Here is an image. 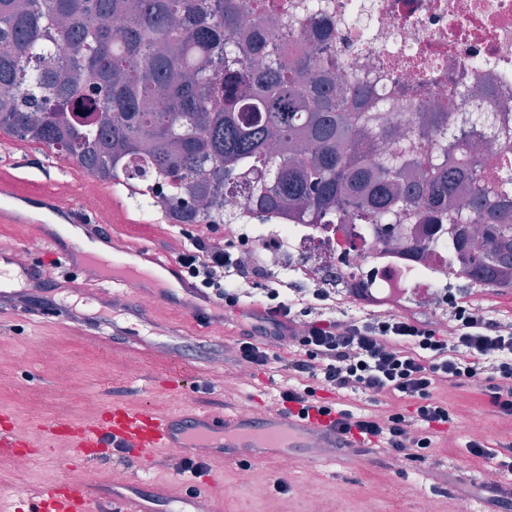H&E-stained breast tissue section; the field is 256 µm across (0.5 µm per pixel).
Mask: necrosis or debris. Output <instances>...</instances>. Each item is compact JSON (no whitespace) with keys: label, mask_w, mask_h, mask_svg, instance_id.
I'll return each mask as SVG.
<instances>
[{"label":"necrosis or debris","mask_w":512,"mask_h":512,"mask_svg":"<svg viewBox=\"0 0 512 512\" xmlns=\"http://www.w3.org/2000/svg\"><path fill=\"white\" fill-rule=\"evenodd\" d=\"M306 2L288 0V23L277 29L266 57L286 61L296 51L317 60L336 55L343 73L329 87L337 93L357 83L383 99H422L447 113L452 130L464 113L488 104L512 126V0H324L326 13L316 25ZM224 211L252 224L253 231L242 235L235 225H216L217 245L246 268L258 260L271 275L291 267L308 288L355 277L380 296L417 287L433 304L431 282L456 275L454 253L423 255L413 247L450 238L446 224L402 225L410 246L383 252L376 250L377 230L368 224L312 226L287 210L258 224L237 194L225 195Z\"/></svg>","instance_id":"4bbe7bcc"}]
</instances>
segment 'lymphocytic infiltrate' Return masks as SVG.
I'll use <instances>...</instances> for the list:
<instances>
[{"instance_id": "obj_1", "label": "lymphocytic infiltrate", "mask_w": 512, "mask_h": 512, "mask_svg": "<svg viewBox=\"0 0 512 512\" xmlns=\"http://www.w3.org/2000/svg\"><path fill=\"white\" fill-rule=\"evenodd\" d=\"M177 261L226 309L244 308L239 286L250 272L210 238H191ZM264 298L262 323L237 341L230 367L266 371L271 347L288 343L292 355L280 366L288 382L282 402L335 414L338 431L359 434L366 455L426 461L453 422L447 401L434 396L441 386L484 382L489 411L512 418V319L452 293L450 332L396 306L366 309L369 297L357 290L312 288L285 296L272 287ZM324 391L386 396L400 406L381 419L354 403L335 408L321 400ZM466 450L493 464L496 479L482 487L492 512H512V444L500 450L470 441Z\"/></svg>"}]
</instances>
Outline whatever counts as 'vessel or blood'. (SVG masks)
<instances>
[{
    "label": "vessel or blood",
    "mask_w": 512,
    "mask_h": 512,
    "mask_svg": "<svg viewBox=\"0 0 512 512\" xmlns=\"http://www.w3.org/2000/svg\"><path fill=\"white\" fill-rule=\"evenodd\" d=\"M0 224L33 225L37 238L45 241L52 253L65 254L75 266L84 269L82 288L85 296L92 299L106 287L113 288L115 298L119 299L128 294H162L173 286H190L176 261L165 264L172 275L168 281L135 263V255L144 251L138 244H115L103 253L85 246L62 247V226L80 225L87 242H95L101 236L100 224L75 200L61 199L46 187L22 184L3 162ZM46 436L51 442L68 440L84 462L103 459L104 449L118 448L137 467L169 448H181L186 454L207 458L270 462L291 449L308 447L313 439L322 447L337 449L342 458L355 445L354 440L337 433L333 416L314 410L305 416L295 408H278L263 417L237 411L219 418L195 407L159 414L145 406L115 404L91 424L51 421ZM30 448V441L14 426L10 416H0V450L25 454ZM143 490L142 484L132 483L104 492L86 477L69 476L34 494L0 499V512H150Z\"/></svg>",
    "instance_id": "1"
}]
</instances>
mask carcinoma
Here are the masks:
<instances>
[{
    "mask_svg": "<svg viewBox=\"0 0 512 512\" xmlns=\"http://www.w3.org/2000/svg\"><path fill=\"white\" fill-rule=\"evenodd\" d=\"M134 15L129 26L112 19ZM239 0H0V131L68 153L171 224L232 223L219 205L306 224H447L458 279L512 289V140L481 169L462 131L435 154L445 112L396 100L417 126H381L365 87L336 97L297 55L239 59ZM69 48L48 65L51 47Z\"/></svg>",
    "mask_w": 512,
    "mask_h": 512,
    "instance_id": "obj_1",
    "label": "carcinoma"
}]
</instances>
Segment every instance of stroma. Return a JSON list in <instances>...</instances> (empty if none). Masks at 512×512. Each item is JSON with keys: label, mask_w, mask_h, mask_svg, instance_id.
Segmentation results:
<instances>
[{"label": "stroma", "mask_w": 512, "mask_h": 512, "mask_svg": "<svg viewBox=\"0 0 512 512\" xmlns=\"http://www.w3.org/2000/svg\"><path fill=\"white\" fill-rule=\"evenodd\" d=\"M0 155L17 162L22 176L50 185L77 184L86 191L93 182L76 166L58 168L52 152L16 136L0 134ZM32 239L29 225L0 224V242L28 248L26 265L39 269L43 281L34 290L11 277L0 280L7 290L0 298V411L11 413L29 438L41 440L51 419L86 424L115 403L160 413L191 405L219 416L238 410L244 400L262 415L277 406V382L268 374L243 378L222 368L225 356L254 325L259 306L231 314L216 306L199 313L158 300L147 310L143 341L136 342L97 328L94 319L102 311L127 314L135 299H100L94 306L62 312L61 303L74 297V285L59 283L48 246L31 248ZM437 394L455 417L453 437L439 440L433 450L448 475L442 490L432 489L428 464L379 463L363 456L340 463L330 449L317 447L308 462L292 455L284 463H210L220 478L213 489L221 512H267L272 500L279 512H448L460 496L469 500L472 512H485L477 488L490 464L466 454L463 444L472 439L512 443V420L489 412L481 383L443 386ZM71 457L63 440L35 456L0 452V493L62 480ZM178 468L164 454L141 472L159 512H171L178 500L209 487L203 477L191 484L182 481ZM243 469L254 472L250 485L239 481ZM280 481L287 482V492H275Z\"/></svg>", "instance_id": "35a3bbf8"}]
</instances>
